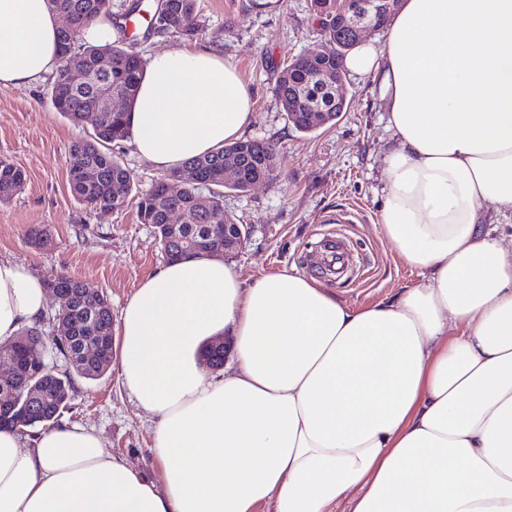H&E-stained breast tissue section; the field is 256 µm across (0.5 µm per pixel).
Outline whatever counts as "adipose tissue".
I'll return each mask as SVG.
<instances>
[{"label": "adipose tissue", "mask_w": 512, "mask_h": 512, "mask_svg": "<svg viewBox=\"0 0 512 512\" xmlns=\"http://www.w3.org/2000/svg\"><path fill=\"white\" fill-rule=\"evenodd\" d=\"M48 0H0V87L58 65ZM346 71L377 80L395 145L381 221L420 273L353 306L287 272L242 286L215 257L171 261L134 291L115 346L122 385L156 418L161 482L95 429H0V512H512V0H400L382 47ZM252 95L204 48L151 55L129 122L167 170L241 138ZM48 296L0 259V342L42 324ZM227 336L223 377L202 346Z\"/></svg>", "instance_id": "1"}]
</instances>
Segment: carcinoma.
Returning <instances> with one entry per match:
<instances>
[{
    "instance_id": "obj_1",
    "label": "carcinoma",
    "mask_w": 512,
    "mask_h": 512,
    "mask_svg": "<svg viewBox=\"0 0 512 512\" xmlns=\"http://www.w3.org/2000/svg\"><path fill=\"white\" fill-rule=\"evenodd\" d=\"M53 9L69 10L76 16L78 28L63 30L59 36V66L51 84V101L56 111L78 124L85 112L99 106L106 83L94 79L73 86L68 79L71 62L87 70L104 54H112V90L122 94L127 105H132L146 64L144 52L127 41L120 32L121 41L105 46L77 44L80 29L103 15H112V0H49ZM327 0H311L320 35H331L333 21L324 5ZM151 28L182 40H192L203 31L198 0H164V7L156 8ZM279 100L286 116L299 132L310 133L314 128L305 124L296 112L288 111V92L292 86L277 80ZM128 112H103L96 129L76 139L70 146L66 165L69 189L79 203L101 211H115L128 205L135 188L134 176L113 154L109 145L129 137ZM237 143L249 147L248 169L268 180L278 171L267 165V159L279 154L277 148L265 141L239 139ZM186 168L197 171V180L184 185L175 197L168 195L167 185L178 179ZM23 171L7 158H0V204H6L24 187ZM224 148L220 147L193 158L180 167L160 174L151 188L138 196L137 215L141 223L154 228L164 254L189 243L196 245V254H207L204 241L205 225L234 224L236 219L224 211ZM184 211V228L169 225L167 215L172 209ZM55 286L66 298L51 311L55 324L65 336H74L77 343L88 346L97 338L112 337V311L108 297L97 294V300L87 297L84 283L63 273L55 278ZM44 329L28 328L21 332L23 343L17 351L25 367L12 388L25 408L13 410L0 406V427L14 429L50 427L60 413L69 407L76 379L97 380L110 369L111 360L86 359L80 365H65L54 372V362L66 361L68 343L52 344L41 338Z\"/></svg>"
}]
</instances>
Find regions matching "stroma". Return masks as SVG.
Listing matches in <instances>:
<instances>
[{
    "label": "stroma",
    "mask_w": 512,
    "mask_h": 512,
    "mask_svg": "<svg viewBox=\"0 0 512 512\" xmlns=\"http://www.w3.org/2000/svg\"><path fill=\"white\" fill-rule=\"evenodd\" d=\"M114 15L128 14L127 32L145 53L174 50L183 42L148 32L146 15L157 0H112ZM205 24L197 45L233 64L254 96V118L244 136L278 145L283 161L276 179L244 193L225 191L224 209L251 234L225 256L243 284L271 273L305 274V261L328 234L347 237L357 259L349 279L334 283L337 295L365 306L414 285L418 272L399 256L380 224L383 153L393 147L388 114L372 78L345 76L349 102L335 125L306 134L294 129L274 94L284 61L320 49L322 38L310 0H199ZM50 79L24 87H0V157L26 174L22 190L0 205V258L20 262L49 280L61 273L106 294L113 319L134 290L165 264L150 225L135 205L100 212L76 201L68 187L66 159L71 143L92 130L74 125L51 104ZM344 215L328 224V215ZM42 225L48 249H34L24 232ZM61 420L93 427L113 455L128 459L152 480L162 464L153 452L154 418L139 409L121 385L117 367L98 380H77Z\"/></svg>",
    "instance_id": "obj_1"
}]
</instances>
